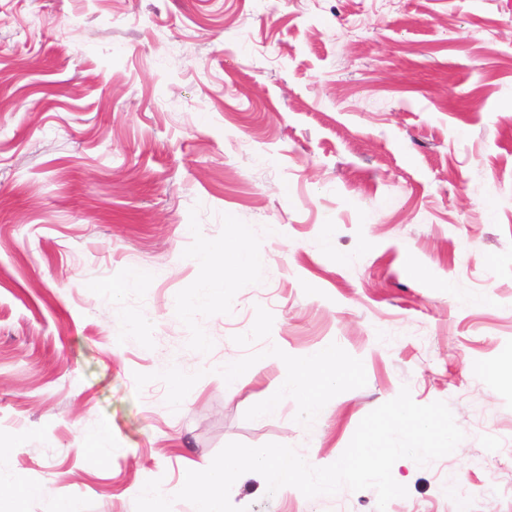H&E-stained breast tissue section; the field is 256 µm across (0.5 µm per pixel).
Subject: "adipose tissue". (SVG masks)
<instances>
[{
	"instance_id": "ef3b65f1",
	"label": "adipose tissue",
	"mask_w": 512,
	"mask_h": 512,
	"mask_svg": "<svg viewBox=\"0 0 512 512\" xmlns=\"http://www.w3.org/2000/svg\"><path fill=\"white\" fill-rule=\"evenodd\" d=\"M355 376L354 369L337 361L335 352L324 349L310 355L302 365L288 368L279 387L299 393L308 409L314 410L337 381Z\"/></svg>"
}]
</instances>
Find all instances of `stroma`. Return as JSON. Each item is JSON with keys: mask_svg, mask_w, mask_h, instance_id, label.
<instances>
[{"mask_svg": "<svg viewBox=\"0 0 512 512\" xmlns=\"http://www.w3.org/2000/svg\"><path fill=\"white\" fill-rule=\"evenodd\" d=\"M240 231L258 261L181 312ZM325 348L360 375L312 413L278 383ZM490 362L512 371V0H0V475L135 512L233 441L330 465L406 386L465 438L397 460L386 512H512ZM230 501L377 512L254 472Z\"/></svg>", "mask_w": 512, "mask_h": 512, "instance_id": "1", "label": "stroma"}]
</instances>
